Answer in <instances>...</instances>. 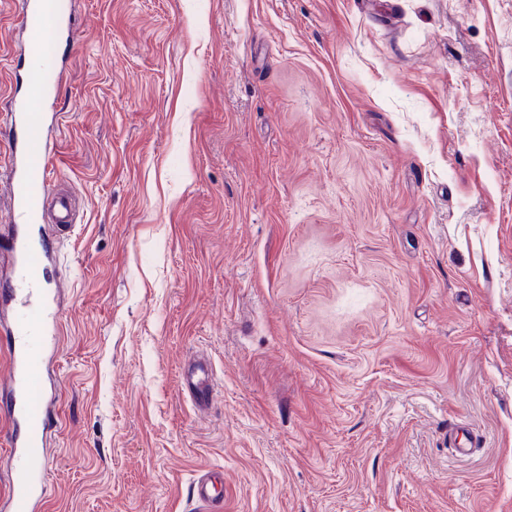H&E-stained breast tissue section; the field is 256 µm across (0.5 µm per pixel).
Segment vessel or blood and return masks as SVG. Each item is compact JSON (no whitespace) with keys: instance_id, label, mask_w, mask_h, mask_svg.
<instances>
[{"instance_id":"1","label":"vessel or blood","mask_w":512,"mask_h":512,"mask_svg":"<svg viewBox=\"0 0 512 512\" xmlns=\"http://www.w3.org/2000/svg\"><path fill=\"white\" fill-rule=\"evenodd\" d=\"M49 0H26L22 23L29 35V53L51 59L48 67L30 70L27 93L15 100L8 133L13 153L6 177L10 221L0 225V348L9 355V378L0 384V414L12 422L7 443L12 448L10 493L0 512H42L47 492L48 436L57 424L58 393L48 385L44 359L46 332L57 317L49 271L56 263L55 242L35 237L32 224L48 219L59 235L75 222L70 198L51 188V150L47 129L48 93L58 81L53 61L65 38L63 24H51ZM186 388L200 407L213 401V384L203 366L190 370ZM452 456L465 460L484 446L482 438L463 424L450 426ZM224 472L209 469L191 486V496L207 506L220 504Z\"/></svg>"}]
</instances>
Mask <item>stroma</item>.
Returning <instances> with one entry per match:
<instances>
[{"instance_id":"obj_1","label":"stroma","mask_w":512,"mask_h":512,"mask_svg":"<svg viewBox=\"0 0 512 512\" xmlns=\"http://www.w3.org/2000/svg\"><path fill=\"white\" fill-rule=\"evenodd\" d=\"M67 2L43 512H512V0ZM210 373L201 365L190 370L186 388L192 401L199 407H208L213 401V387ZM451 440L452 458L465 460L475 456L484 447L482 438L463 424H453L448 429ZM220 490L218 491V488ZM224 488V471L209 469L199 474L191 486V496L198 503L215 507L222 501L220 492Z\"/></svg>"}]
</instances>
